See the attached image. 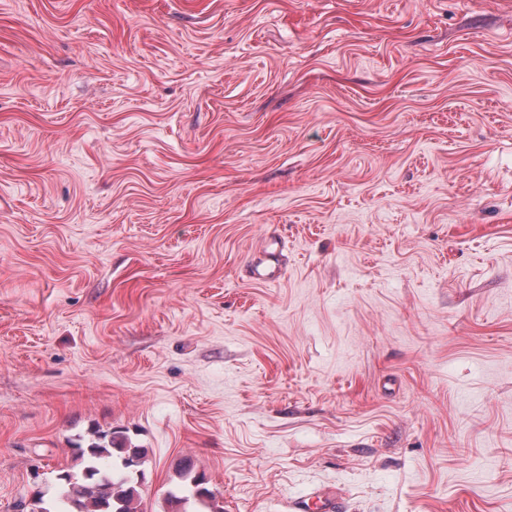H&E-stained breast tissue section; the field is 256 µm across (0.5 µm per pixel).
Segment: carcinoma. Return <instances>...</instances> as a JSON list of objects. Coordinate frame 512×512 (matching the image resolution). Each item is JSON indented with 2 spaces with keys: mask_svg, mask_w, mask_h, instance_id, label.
<instances>
[{
  "mask_svg": "<svg viewBox=\"0 0 512 512\" xmlns=\"http://www.w3.org/2000/svg\"><path fill=\"white\" fill-rule=\"evenodd\" d=\"M112 459L109 467L102 465ZM145 449L136 448L118 432L95 433L84 447H76V460L81 472L64 470L57 475L60 501L73 507V512H141L137 489ZM191 461L182 462L183 475L190 482L168 492L169 512H185L184 505L194 499L207 512H224L216 503L214 492L207 487L203 474H192Z\"/></svg>",
  "mask_w": 512,
  "mask_h": 512,
  "instance_id": "carcinoma-1",
  "label": "carcinoma"
}]
</instances>
